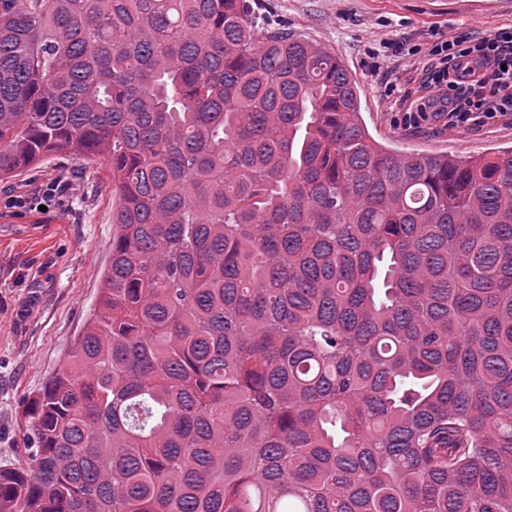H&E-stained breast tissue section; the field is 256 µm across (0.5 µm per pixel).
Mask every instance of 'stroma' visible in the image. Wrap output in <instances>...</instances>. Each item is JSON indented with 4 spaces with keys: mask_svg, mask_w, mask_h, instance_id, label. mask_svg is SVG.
Segmentation results:
<instances>
[{
    "mask_svg": "<svg viewBox=\"0 0 512 512\" xmlns=\"http://www.w3.org/2000/svg\"><path fill=\"white\" fill-rule=\"evenodd\" d=\"M260 12L336 52L362 93L361 117L378 142L403 152L475 156L512 146V123L494 119L478 129L434 123L408 129L397 113L415 107L420 72L402 51L427 42L432 30L455 34L512 25V0H258ZM397 46L372 70L367 46ZM397 91H389V83ZM62 180L76 190L47 210L10 207L9 195ZM118 199L105 172L58 154L0 180V465L27 467L30 424L23 403L57 372L100 293L112 250Z\"/></svg>",
    "mask_w": 512,
    "mask_h": 512,
    "instance_id": "1",
    "label": "stroma"
}]
</instances>
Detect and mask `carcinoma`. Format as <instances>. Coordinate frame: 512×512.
Masks as SVG:
<instances>
[{
  "label": "carcinoma",
  "mask_w": 512,
  "mask_h": 512,
  "mask_svg": "<svg viewBox=\"0 0 512 512\" xmlns=\"http://www.w3.org/2000/svg\"><path fill=\"white\" fill-rule=\"evenodd\" d=\"M360 110L251 0H0V180L120 199L0 512H512V147Z\"/></svg>",
  "instance_id": "carcinoma-1"
}]
</instances>
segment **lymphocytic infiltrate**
Listing matches in <instances>:
<instances>
[{"instance_id":"1","label":"lymphocytic infiltrate","mask_w":512,"mask_h":512,"mask_svg":"<svg viewBox=\"0 0 512 512\" xmlns=\"http://www.w3.org/2000/svg\"><path fill=\"white\" fill-rule=\"evenodd\" d=\"M430 37L407 50L422 60L424 78L403 126L441 120L451 129H473L495 118L512 121V26L450 36L435 30Z\"/></svg>"}]
</instances>
